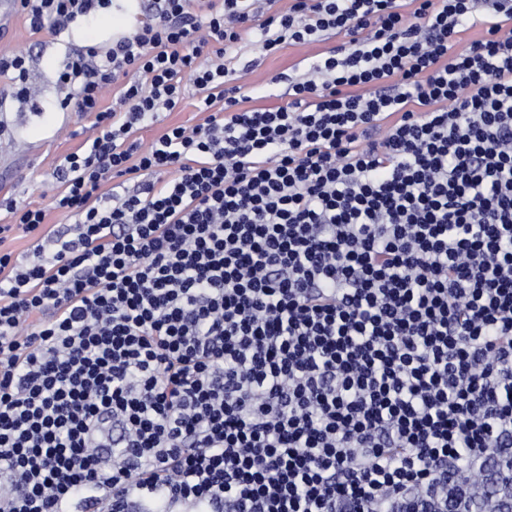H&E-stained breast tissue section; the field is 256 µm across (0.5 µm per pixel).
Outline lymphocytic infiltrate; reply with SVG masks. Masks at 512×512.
Returning a JSON list of instances; mask_svg holds the SVG:
<instances>
[{
	"mask_svg": "<svg viewBox=\"0 0 512 512\" xmlns=\"http://www.w3.org/2000/svg\"><path fill=\"white\" fill-rule=\"evenodd\" d=\"M254 2L147 0L59 72L97 135L0 225V512H448L512 457V0ZM110 6L16 8L56 36ZM331 31L244 108V36ZM189 86L204 122L142 146ZM51 210L74 227L5 249Z\"/></svg>",
	"mask_w": 512,
	"mask_h": 512,
	"instance_id": "f902f5d3",
	"label": "lymphocytic infiltrate"
}]
</instances>
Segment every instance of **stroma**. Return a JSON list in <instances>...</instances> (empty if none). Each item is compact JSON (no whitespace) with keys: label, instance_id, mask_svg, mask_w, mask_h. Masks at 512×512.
<instances>
[{"label":"stroma","instance_id":"1","mask_svg":"<svg viewBox=\"0 0 512 512\" xmlns=\"http://www.w3.org/2000/svg\"><path fill=\"white\" fill-rule=\"evenodd\" d=\"M344 38L329 33L320 42L293 45L288 44L276 53L261 56L253 37L247 36L238 43L236 53L241 61L232 75L235 84L243 86L250 99V109L269 108L287 103L284 85L273 84L279 74H289L301 68L307 58L326 53L342 44ZM55 68H42L32 64L29 69V83L39 92L36 106L10 101L11 112L22 118L21 126H7L0 134V153L11 156L10 166L0 168V203L9 198H23L36 206L49 203L47 190L52 185L55 167L70 152L81 148L86 140L93 137L94 116L68 113V126L64 133L50 136L32 132L31 127L38 121V112H56L55 100L59 94L56 85Z\"/></svg>","mask_w":512,"mask_h":512}]
</instances>
